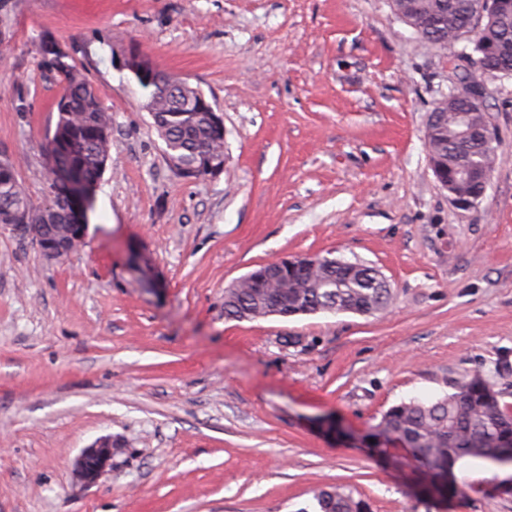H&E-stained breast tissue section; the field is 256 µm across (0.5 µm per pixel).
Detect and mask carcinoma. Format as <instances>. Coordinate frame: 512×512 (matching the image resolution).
Wrapping results in <instances>:
<instances>
[{
	"label": "carcinoma",
	"mask_w": 512,
	"mask_h": 512,
	"mask_svg": "<svg viewBox=\"0 0 512 512\" xmlns=\"http://www.w3.org/2000/svg\"><path fill=\"white\" fill-rule=\"evenodd\" d=\"M481 0H392L402 18L418 19L417 31L427 42L456 45L483 58L512 77V0L494 31L479 25L475 6ZM42 66L62 84L63 106L53 130L42 145L47 169H52V150L60 147L81 182L94 189L107 169L112 144V115L101 106L94 87L71 63L67 53L42 52ZM145 108L163 142L164 158L177 168L204 169L224 164V127L208 109L203 91L189 83L174 87L169 80L153 84ZM438 116L426 140L428 159L438 165L448 180L471 196L485 193L479 176L461 178L458 170L467 164L482 172L494 163L496 150L459 138L464 103L452 96L437 104ZM51 201L36 204L26 192L14 160L0 154V224L52 225L57 235L70 232V225L87 222V207L80 208L63 186L47 183ZM288 271V287L280 288L262 279L231 284L224 289V317L255 321L271 316L354 313L383 314L392 303V290L372 266L341 257ZM504 392L480 371L453 386V392L433 400L411 399L389 407L381 414L368 438L382 452L391 443L413 444L411 460L426 490L448 497L460 491L452 480L456 462L469 458L492 466L512 462V407ZM368 503L342 486L316 491L309 508L299 512H368Z\"/></svg>",
	"instance_id": "1"
}]
</instances>
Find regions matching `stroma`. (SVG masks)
I'll use <instances>...</instances> for the list:
<instances>
[{
  "mask_svg": "<svg viewBox=\"0 0 512 512\" xmlns=\"http://www.w3.org/2000/svg\"><path fill=\"white\" fill-rule=\"evenodd\" d=\"M45 39L111 112L112 147L68 260L0 231V512H300L334 485L372 512H512L510 466L458 461L446 500L365 440L477 370L512 404V78L487 82L495 167L461 211L425 145L454 50L392 0H0V152L37 203L61 95ZM132 45L223 112L219 177L166 163L146 90L112 65ZM326 252L380 270L390 309L225 319L256 266ZM112 457V441L99 439L89 448H84L77 460V472L81 480L93 483Z\"/></svg>",
  "mask_w": 512,
  "mask_h": 512,
  "instance_id": "stroma-1",
  "label": "stroma"
}]
</instances>
